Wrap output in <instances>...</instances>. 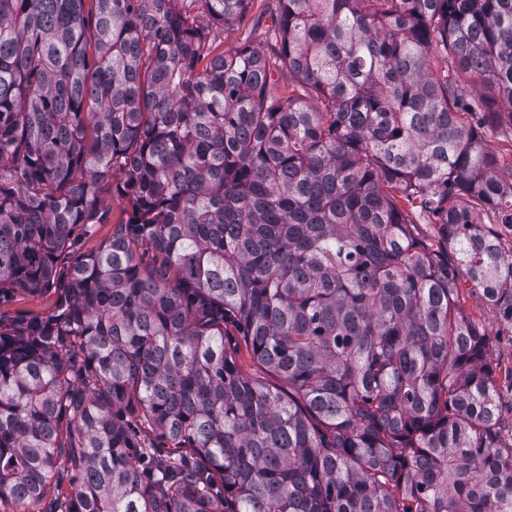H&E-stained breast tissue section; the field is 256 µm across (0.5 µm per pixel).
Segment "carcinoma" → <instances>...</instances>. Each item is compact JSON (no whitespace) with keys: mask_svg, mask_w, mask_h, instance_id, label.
<instances>
[{"mask_svg":"<svg viewBox=\"0 0 512 512\" xmlns=\"http://www.w3.org/2000/svg\"><path fill=\"white\" fill-rule=\"evenodd\" d=\"M175 2L0 0V512H512V0ZM265 5L264 1L254 0L247 16V20L249 21L248 25H242L240 27L234 25L227 28L224 31V45H220L218 51H224L237 46L249 33L250 28L254 25L255 31L253 32L250 41L254 47H257L261 50L267 51V47L265 44V36L264 31L267 26L271 25V20L268 15H264ZM107 203L112 207V224H99L96 234L81 242L82 252L97 251L111 237L113 225L127 219L130 208L124 198L115 194ZM465 281L460 283V306L466 314L480 321L493 337V359L504 371L512 366V332L501 323L497 311L486 303L482 291ZM54 290L15 292L0 304L1 325L7 326L18 318L46 317L55 307ZM226 338L229 340L231 347H235L237 350V360L240 370L245 374H262L261 369L258 367L256 362L253 361L249 350L247 348L245 338L241 335V332L232 324H226L224 328ZM228 335V336H227Z\"/></svg>","mask_w":512,"mask_h":512,"instance_id":"obj_1","label":"carcinoma"}]
</instances>
